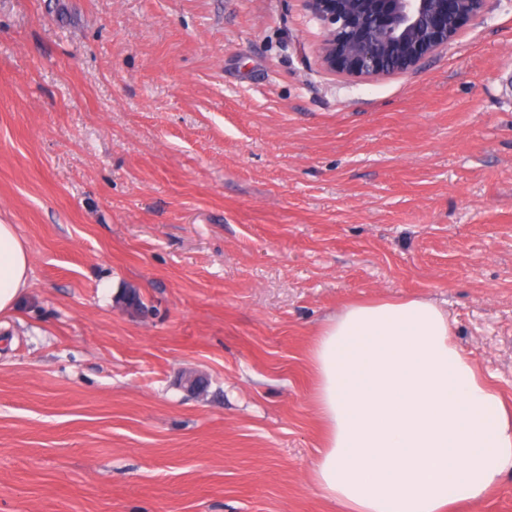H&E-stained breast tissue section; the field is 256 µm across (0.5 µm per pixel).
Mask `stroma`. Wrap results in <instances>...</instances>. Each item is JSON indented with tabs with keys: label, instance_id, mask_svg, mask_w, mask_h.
I'll use <instances>...</instances> for the list:
<instances>
[{
	"label": "stroma",
	"instance_id": "1",
	"mask_svg": "<svg viewBox=\"0 0 512 512\" xmlns=\"http://www.w3.org/2000/svg\"><path fill=\"white\" fill-rule=\"evenodd\" d=\"M322 36L303 0H0V512H340L309 350L351 302L435 301L512 404V0L407 74ZM30 254L15 225L0 222V313L12 311L27 290Z\"/></svg>",
	"mask_w": 512,
	"mask_h": 512
}]
</instances>
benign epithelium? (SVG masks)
<instances>
[{"mask_svg": "<svg viewBox=\"0 0 512 512\" xmlns=\"http://www.w3.org/2000/svg\"><path fill=\"white\" fill-rule=\"evenodd\" d=\"M321 22L325 68L351 78L417 70L448 47L486 0H304Z\"/></svg>", "mask_w": 512, "mask_h": 512, "instance_id": "benign-epithelium-1", "label": "benign epithelium"}]
</instances>
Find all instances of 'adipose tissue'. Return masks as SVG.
I'll return each mask as SVG.
<instances>
[{
    "mask_svg": "<svg viewBox=\"0 0 512 512\" xmlns=\"http://www.w3.org/2000/svg\"><path fill=\"white\" fill-rule=\"evenodd\" d=\"M30 254L0 223V313L27 290ZM425 298L354 302L310 349L324 428L311 466L342 512H449L512 470V408L453 343Z\"/></svg>",
    "mask_w": 512,
    "mask_h": 512,
    "instance_id": "obj_1",
    "label": "adipose tissue"
}]
</instances>
